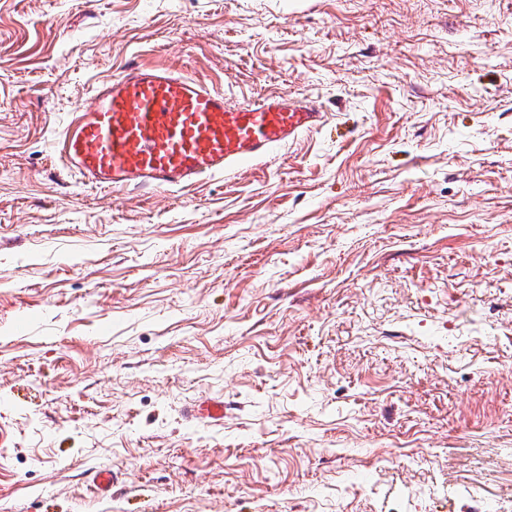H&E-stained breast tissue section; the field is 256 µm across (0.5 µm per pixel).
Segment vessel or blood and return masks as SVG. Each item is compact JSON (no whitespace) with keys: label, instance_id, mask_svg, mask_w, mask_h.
Instances as JSON below:
<instances>
[{"label":"vessel or blood","instance_id":"obj_1","mask_svg":"<svg viewBox=\"0 0 512 512\" xmlns=\"http://www.w3.org/2000/svg\"><path fill=\"white\" fill-rule=\"evenodd\" d=\"M326 123L314 98L277 94L236 106L191 76L131 63L96 84L89 105L73 113L55 144L83 184L103 191L179 189L263 159ZM185 417L223 423L224 401L188 406ZM88 479L107 496L121 476L98 468Z\"/></svg>","mask_w":512,"mask_h":512}]
</instances>
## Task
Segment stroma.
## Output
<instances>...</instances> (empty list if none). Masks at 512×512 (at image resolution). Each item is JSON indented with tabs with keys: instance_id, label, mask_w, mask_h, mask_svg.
I'll return each mask as SVG.
<instances>
[{
	"instance_id": "35a3bbf8",
	"label": "stroma",
	"mask_w": 512,
	"mask_h": 512,
	"mask_svg": "<svg viewBox=\"0 0 512 512\" xmlns=\"http://www.w3.org/2000/svg\"><path fill=\"white\" fill-rule=\"evenodd\" d=\"M136 61L328 122L103 192ZM0 421V512H512V0H0ZM185 417L190 421H206L220 424L224 422V401L220 398H209L188 406ZM88 479L101 495L109 496L111 495L112 487L119 483L121 474L109 468H98L89 471Z\"/></svg>"
}]
</instances>
